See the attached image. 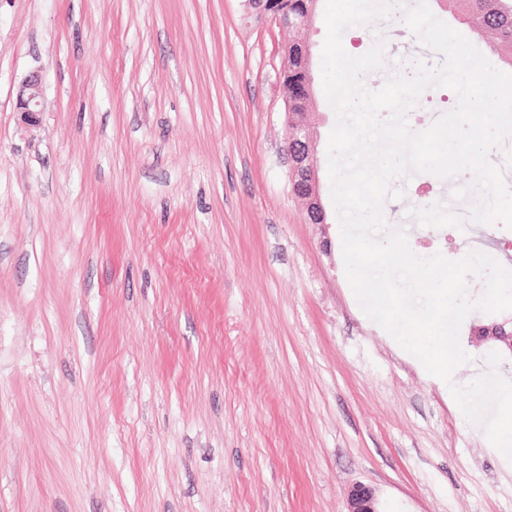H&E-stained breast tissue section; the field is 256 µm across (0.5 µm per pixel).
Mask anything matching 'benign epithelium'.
I'll return each mask as SVG.
<instances>
[{
    "label": "benign epithelium",
    "instance_id": "benign-epithelium-1",
    "mask_svg": "<svg viewBox=\"0 0 512 512\" xmlns=\"http://www.w3.org/2000/svg\"><path fill=\"white\" fill-rule=\"evenodd\" d=\"M246 2L249 9L256 15L269 16L286 28L305 30L312 24L314 18L309 9L302 14L291 15L288 9L274 6L275 0H246ZM292 55L311 60L310 45L305 41H295L285 45L283 68H288V59ZM41 97V79L33 74L23 82L18 93V109L26 123L33 125L39 122ZM290 142L291 145L286 147V153L290 161L289 179L292 192L301 202L308 219L311 220L323 211V205L316 175L315 142L304 120H290ZM474 335L483 341H494L512 353V319L480 326L474 330ZM347 503V512H379L372 489L363 484L352 486L348 492Z\"/></svg>",
    "mask_w": 512,
    "mask_h": 512
}]
</instances>
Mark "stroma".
<instances>
[{
  "label": "stroma",
  "instance_id": "obj_1",
  "mask_svg": "<svg viewBox=\"0 0 512 512\" xmlns=\"http://www.w3.org/2000/svg\"><path fill=\"white\" fill-rule=\"evenodd\" d=\"M242 0H0V512H512V463L361 309ZM384 70L439 53L399 25ZM42 77L41 122L17 96ZM387 223L443 179L395 180ZM290 142L286 153L290 161L289 179L292 192L301 202L308 219L315 224L313 217L323 212L316 175V147L312 132L305 119L290 118ZM347 503L348 510L345 512H380L372 489L363 484L352 486Z\"/></svg>",
  "mask_w": 512,
  "mask_h": 512
}]
</instances>
